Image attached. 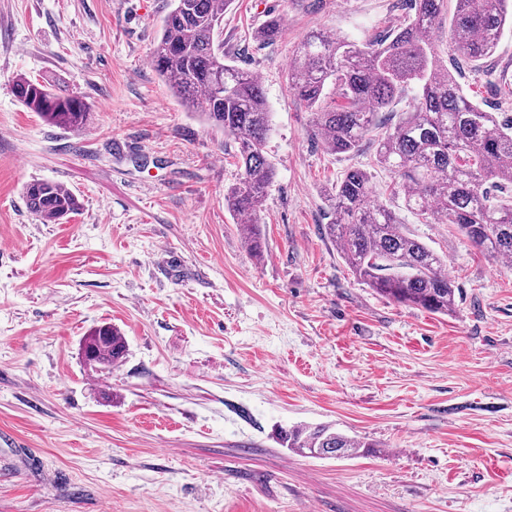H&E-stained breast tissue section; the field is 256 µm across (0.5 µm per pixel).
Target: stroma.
Instances as JSON below:
<instances>
[{
	"label": "stroma",
	"mask_w": 512,
	"mask_h": 512,
	"mask_svg": "<svg viewBox=\"0 0 512 512\" xmlns=\"http://www.w3.org/2000/svg\"><path fill=\"white\" fill-rule=\"evenodd\" d=\"M170 0H0V512H512V266L452 226L410 219L460 294L448 315L376 294L323 230L325 189L375 148L328 153L289 91L301 38L358 40L404 0H234L224 58L262 81L275 170L248 250L225 190L223 133L153 69ZM280 16L272 44L255 33ZM87 106L73 133L27 111L16 77ZM512 28L461 84L512 118ZM36 180L79 211L46 224ZM109 324L122 362H89ZM326 424L366 454L310 457L277 427ZM28 209L46 224H60L64 218L80 209L76 195L61 184L37 180L25 188Z\"/></svg>",
	"instance_id": "stroma-1"
}]
</instances>
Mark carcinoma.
<instances>
[{"mask_svg":"<svg viewBox=\"0 0 512 512\" xmlns=\"http://www.w3.org/2000/svg\"><path fill=\"white\" fill-rule=\"evenodd\" d=\"M232 0H174L152 51L158 76L185 107L233 141L241 169L224 193V206L244 219L240 231L253 253H263L260 211L274 169L264 155L271 112L260 80L224 62V9ZM412 19L364 43L312 31L300 41L288 68V88L312 112L315 135L332 154L375 144V164L389 173L391 195L425 224H451L488 259L512 260V121L473 103L442 56L450 29L465 62L492 55L512 0H411ZM282 31L279 16L259 29L269 44ZM417 87L394 123L379 119ZM14 95L46 123L79 131L87 107L67 90L37 79L15 80ZM371 174L348 170L327 191L332 221L326 235L350 273L396 303L446 315L456 303L443 259L386 204L371 203ZM28 209L58 224L80 209L61 184L37 180L25 188ZM126 340L110 325L88 336L85 356L112 364L125 357ZM277 438L299 453L353 457L373 444L327 425L277 429Z\"/></svg>","mask_w":512,"mask_h":512,"instance_id":"cac0c4a2","label":"carcinoma"}]
</instances>
